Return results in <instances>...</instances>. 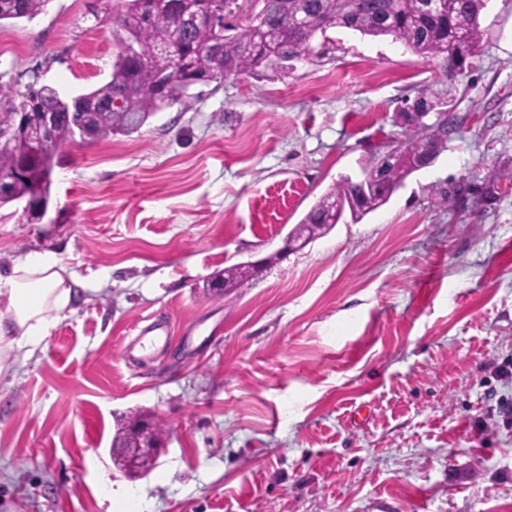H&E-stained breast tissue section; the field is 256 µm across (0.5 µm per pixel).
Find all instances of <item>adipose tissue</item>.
<instances>
[{
	"instance_id": "ef3b65f1",
	"label": "adipose tissue",
	"mask_w": 512,
	"mask_h": 512,
	"mask_svg": "<svg viewBox=\"0 0 512 512\" xmlns=\"http://www.w3.org/2000/svg\"><path fill=\"white\" fill-rule=\"evenodd\" d=\"M80 293V282L66 276L54 254L34 252L15 258L0 273V356L32 357Z\"/></svg>"
}]
</instances>
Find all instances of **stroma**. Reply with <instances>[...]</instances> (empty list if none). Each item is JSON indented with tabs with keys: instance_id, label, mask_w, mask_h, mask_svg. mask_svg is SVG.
<instances>
[{
	"instance_id": "stroma-1",
	"label": "stroma",
	"mask_w": 512,
	"mask_h": 512,
	"mask_svg": "<svg viewBox=\"0 0 512 512\" xmlns=\"http://www.w3.org/2000/svg\"><path fill=\"white\" fill-rule=\"evenodd\" d=\"M480 26L439 86L446 149L233 294L203 288L386 151L432 63L330 29L293 69L75 139L40 223L0 208V267L51 250L87 285L31 358H0V512H128L133 489L140 512H512V0ZM116 53L93 0H51L0 24V83L85 92ZM136 410L167 433L132 479L109 449Z\"/></svg>"
}]
</instances>
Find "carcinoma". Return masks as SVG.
<instances>
[{
  "label": "carcinoma",
  "instance_id": "carcinoma-1",
  "mask_svg": "<svg viewBox=\"0 0 512 512\" xmlns=\"http://www.w3.org/2000/svg\"><path fill=\"white\" fill-rule=\"evenodd\" d=\"M49 0H0V22L27 19L45 12ZM105 20L116 26L118 52L109 79L97 88L66 101L47 84L13 92L0 86V179L8 183L10 195L31 202L25 215L28 223L42 220V208L50 196V175L59 148L73 141L82 127L88 138L105 139L114 134L137 132L149 118L165 107L191 97L175 63L190 69L198 86L221 84L224 78L261 70H283L299 59L318 55L316 34L340 27L365 36H389L420 56L437 62L439 76L426 84L418 96L401 109L402 140L396 157L388 163L385 182L370 186L346 179L338 181L323 195L291 233L309 240L323 235L326 212L331 201L359 199L365 212L387 203L393 191L419 169L429 155L441 153L453 128L452 105L435 86L455 81L483 39L479 18L486 0H451L430 7L427 0H261V12L274 32V49L253 40L246 29L226 23L219 27L191 21V13L178 10L179 0H113ZM251 0H197L215 14L236 5L243 9ZM439 112L441 126L431 133L422 118ZM46 112L58 113L47 128ZM44 145L37 160L22 174L19 162ZM259 267L240 263L224 268L213 277L218 295L246 288L258 275ZM144 419L130 416L113 436L112 445L133 440V428ZM120 469L150 472V458H114Z\"/></svg>",
  "mask_w": 512,
  "mask_h": 512
}]
</instances>
